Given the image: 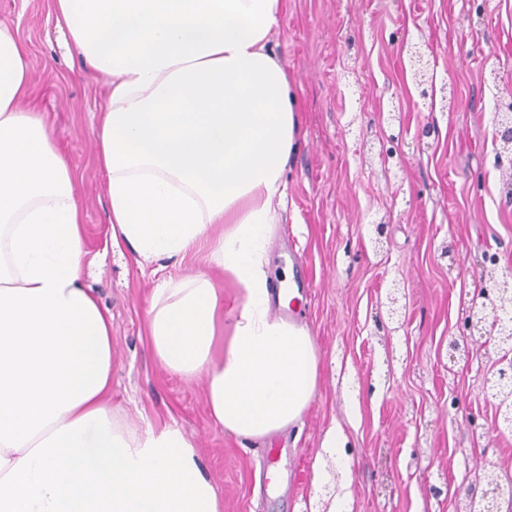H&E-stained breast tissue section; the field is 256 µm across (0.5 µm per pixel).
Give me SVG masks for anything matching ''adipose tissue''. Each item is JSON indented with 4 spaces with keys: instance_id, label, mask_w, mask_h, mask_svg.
Returning a JSON list of instances; mask_svg holds the SVG:
<instances>
[{
    "instance_id": "adipose-tissue-1",
    "label": "adipose tissue",
    "mask_w": 512,
    "mask_h": 512,
    "mask_svg": "<svg viewBox=\"0 0 512 512\" xmlns=\"http://www.w3.org/2000/svg\"><path fill=\"white\" fill-rule=\"evenodd\" d=\"M287 2H50L110 78L96 162L112 247L141 264L208 246L209 270L154 289L153 353L203 380L215 425L255 439L299 421L318 384L309 331L270 315L269 235L299 129L268 48ZM29 88L28 48L0 24V512H223L180 429L112 413V317L82 282L74 176L21 109Z\"/></svg>"
}]
</instances>
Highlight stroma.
<instances>
[{"instance_id": "1", "label": "stroma", "mask_w": 512, "mask_h": 512, "mask_svg": "<svg viewBox=\"0 0 512 512\" xmlns=\"http://www.w3.org/2000/svg\"><path fill=\"white\" fill-rule=\"evenodd\" d=\"M47 3L0 0V23L29 48L25 106L76 176L84 284L112 316L117 418L182 430L224 512H327L342 483L351 512H467L486 467L512 476V429L496 430L484 396L503 355L483 338L492 313L468 352L448 346L480 311L482 286L512 281V162L496 134L512 94V0H288L271 47L300 132L269 257L272 273L288 266L302 282L292 319L314 339L319 375L300 423L271 440L214 427L203 382L156 361L152 292L206 270V253L158 275L112 250L95 159L109 79L85 67ZM333 426L346 463L327 460L319 478L312 465ZM271 448L287 449V468L261 469Z\"/></svg>"}]
</instances>
